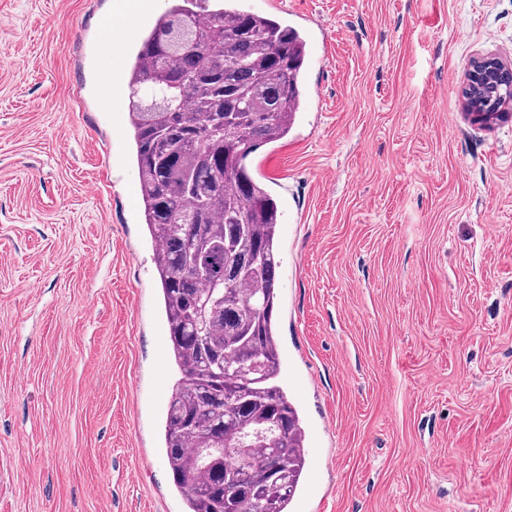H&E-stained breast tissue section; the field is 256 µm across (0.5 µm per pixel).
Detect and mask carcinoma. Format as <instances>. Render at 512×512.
<instances>
[{
  "mask_svg": "<svg viewBox=\"0 0 512 512\" xmlns=\"http://www.w3.org/2000/svg\"><path fill=\"white\" fill-rule=\"evenodd\" d=\"M171 5L126 69L140 216L180 378L168 401L165 459L185 512H290L308 465L299 413L278 384L279 196L253 154L288 137L308 66L305 39L245 0ZM170 100L144 112L143 95ZM495 96L512 102L499 70ZM275 437L242 464L200 467L198 449Z\"/></svg>",
  "mask_w": 512,
  "mask_h": 512,
  "instance_id": "obj_1",
  "label": "carcinoma"
}]
</instances>
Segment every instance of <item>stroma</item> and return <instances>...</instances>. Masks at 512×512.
<instances>
[{"label": "stroma", "mask_w": 512, "mask_h": 512, "mask_svg": "<svg viewBox=\"0 0 512 512\" xmlns=\"http://www.w3.org/2000/svg\"><path fill=\"white\" fill-rule=\"evenodd\" d=\"M120 0H0V512H183L175 373L129 197ZM307 39L258 150L283 203L280 382L307 433L293 512H512V0H247Z\"/></svg>", "instance_id": "35a3bbf8"}]
</instances>
